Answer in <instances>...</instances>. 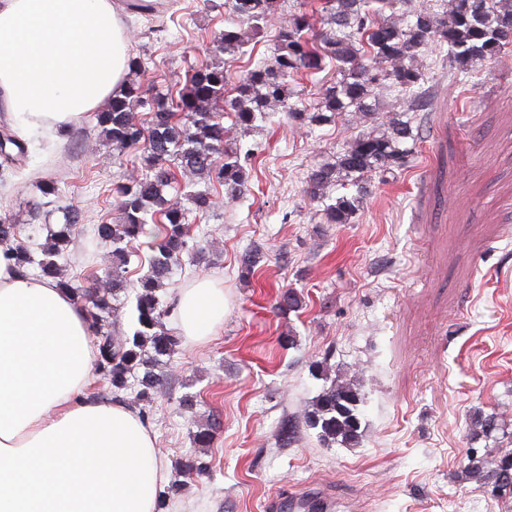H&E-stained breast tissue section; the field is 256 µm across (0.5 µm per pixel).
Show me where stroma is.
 I'll return each instance as SVG.
<instances>
[{
  "mask_svg": "<svg viewBox=\"0 0 512 512\" xmlns=\"http://www.w3.org/2000/svg\"><path fill=\"white\" fill-rule=\"evenodd\" d=\"M229 21L226 8L204 0L129 15V53L145 63L143 83L160 94L181 89L212 59L213 37ZM277 31L271 22L254 36L230 64L229 83L272 57ZM421 60L431 100L411 114L416 149L406 166L367 181L355 223H324L305 181L370 124L348 112L299 129L278 112L240 136L242 148L257 149L250 191L218 198L196 218L209 260L182 257L167 288L172 295L213 281L224 292V322L202 342L181 341L142 418L166 479L185 454L211 464L208 475L186 479L171 512H271L274 498L301 487L325 488L360 512H506L461 470L469 448L512 450V53L463 84L446 49L426 47ZM94 124L77 121L72 142L29 140L28 167L0 181V216L18 221L20 242L33 235L26 209L43 178L57 179L59 204L86 212L65 270L82 283L110 264L91 226L112 219L106 190L135 161ZM254 246L265 257L240 280V258ZM288 288L302 295V309H278ZM323 359L361 374L360 447H324L311 429L282 441L283 422L322 390L311 364ZM186 394L197 398L190 413L179 405ZM477 410L502 414L505 432L471 440ZM216 413L223 431L198 447L196 434Z\"/></svg>",
  "mask_w": 512,
  "mask_h": 512,
  "instance_id": "stroma-1",
  "label": "stroma"
}]
</instances>
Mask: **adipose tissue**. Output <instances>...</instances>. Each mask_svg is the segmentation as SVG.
I'll use <instances>...</instances> for the list:
<instances>
[{"instance_id":"ef3b65f1","label":"adipose tissue","mask_w":512,"mask_h":512,"mask_svg":"<svg viewBox=\"0 0 512 512\" xmlns=\"http://www.w3.org/2000/svg\"><path fill=\"white\" fill-rule=\"evenodd\" d=\"M129 34L112 0H0V92L29 138L106 107ZM208 280L177 293L182 336L224 320ZM93 330L69 294L0 247V512H155L163 467L124 403L93 397Z\"/></svg>"}]
</instances>
